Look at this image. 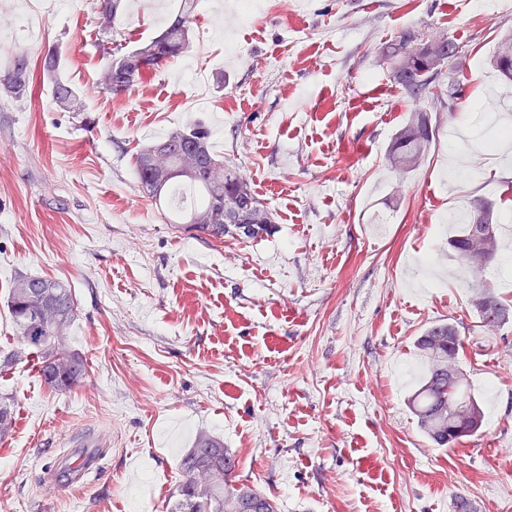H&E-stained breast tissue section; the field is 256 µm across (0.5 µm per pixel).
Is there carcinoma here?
Here are the masks:
<instances>
[{"mask_svg": "<svg viewBox=\"0 0 512 512\" xmlns=\"http://www.w3.org/2000/svg\"><path fill=\"white\" fill-rule=\"evenodd\" d=\"M199 0H180L173 19L157 37L138 44L133 53L141 62L137 83L144 82L170 59L188 48L190 25L195 19ZM124 11L123 0H99L97 17L102 32L114 28ZM394 72V77L416 108L406 125L396 133L389 146L390 167L400 173L416 170L426 159L433 139L429 115L420 107L429 86L443 69L442 61L458 59L459 45L445 34L423 37L413 31L401 33L380 51ZM492 68L512 82V35L498 42L490 60ZM135 83V84H137ZM118 64L112 62L105 76L106 90L114 95L130 91ZM57 103L71 112L82 111L76 90L62 79L52 81ZM139 181L154 202L172 198L176 189H187L198 198L188 209L177 207L167 215L168 223L184 224L190 230L216 240L226 235L257 239L273 230V217L251 190L239 169L217 158L209 135L198 125L179 129L142 147L135 157ZM461 221L459 235L448 241L456 259L479 274L498 256V224L494 203L472 198ZM481 328L499 327L512 319V304L502 301L487 286L473 299ZM8 310L23 349L3 360L7 366L22 356L34 354L45 385L55 392H70L87 374L86 359L71 349L67 333L76 317V303L71 288L61 281L38 276H20L10 290ZM458 335L454 325L442 323L427 328L416 340L426 371L409 399L419 429L437 445L455 446V436L448 433V421L456 422L459 436L472 437L483 426L474 425L473 417L484 420L480 399L472 392L466 373L456 369L455 380H448V359L458 362L461 342L448 340ZM14 419V402L0 397V435L7 433ZM236 458L223 442L200 434L180 459L182 480L178 502L170 512H278L276 502L245 483H235Z\"/></svg>", "mask_w": 512, "mask_h": 512, "instance_id": "cac0c4a2", "label": "carcinoma"}]
</instances>
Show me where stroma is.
Instances as JSON below:
<instances>
[{
	"mask_svg": "<svg viewBox=\"0 0 512 512\" xmlns=\"http://www.w3.org/2000/svg\"><path fill=\"white\" fill-rule=\"evenodd\" d=\"M116 32L97 0L49 11L0 0V356L19 349L8 311L21 275L69 284V344L88 376L51 391L31 362L0 370L16 418L0 438V512H168L179 459L220 439L241 480L278 512H512V321L480 329L476 283L438 218L483 197L512 219V150L474 160L448 141L495 135L512 84L489 60L512 34L501 0H201L190 48L140 87H102L109 59L157 36L178 0H140ZM444 33L464 58L422 106L436 140L400 175L386 153L413 102L379 51L401 32ZM83 94L68 112L42 68ZM29 75L9 93L18 65ZM203 124L272 213L271 235L216 240L167 224L135 174L139 148ZM453 324L485 410L452 448L418 428L407 400L415 342ZM104 444L76 487V444Z\"/></svg>",
	"mask_w": 512,
	"mask_h": 512,
	"instance_id": "35a3bbf8",
	"label": "stroma"
}]
</instances>
